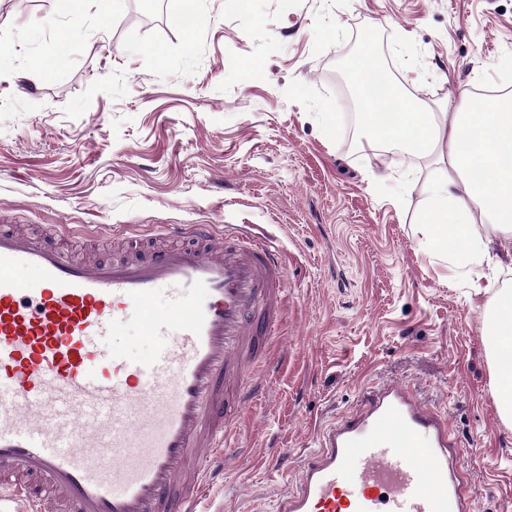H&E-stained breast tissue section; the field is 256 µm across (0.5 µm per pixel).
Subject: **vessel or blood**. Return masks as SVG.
Here are the masks:
<instances>
[{
  "label": "vessel or blood",
  "mask_w": 512,
  "mask_h": 512,
  "mask_svg": "<svg viewBox=\"0 0 512 512\" xmlns=\"http://www.w3.org/2000/svg\"><path fill=\"white\" fill-rule=\"evenodd\" d=\"M155 239L79 261L0 227V512H197L261 396L286 264L244 225ZM134 311L155 343L145 363L110 343ZM468 454L446 418L383 384L320 430L273 512H475Z\"/></svg>",
  "instance_id": "b4317fda"
}]
</instances>
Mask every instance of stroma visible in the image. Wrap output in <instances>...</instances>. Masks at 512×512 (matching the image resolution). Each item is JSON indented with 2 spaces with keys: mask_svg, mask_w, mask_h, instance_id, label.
I'll return each mask as SVG.
<instances>
[{
  "mask_svg": "<svg viewBox=\"0 0 512 512\" xmlns=\"http://www.w3.org/2000/svg\"><path fill=\"white\" fill-rule=\"evenodd\" d=\"M122 0L72 21L58 0H0V210L59 246L149 224H250L288 264L268 391L233 424L201 512H272L291 466L367 391L399 383L448 420L476 512H512V424L495 398L484 297L422 244L431 159L383 147L374 183L347 141L371 49L427 102L512 87V0ZM72 38H65L66 30ZM51 78L25 72L42 61Z\"/></svg>",
  "mask_w": 512,
  "mask_h": 512,
  "instance_id": "stroma-1",
  "label": "stroma"
}]
</instances>
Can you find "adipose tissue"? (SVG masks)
<instances>
[{"label": "adipose tissue", "mask_w": 512, "mask_h": 512, "mask_svg": "<svg viewBox=\"0 0 512 512\" xmlns=\"http://www.w3.org/2000/svg\"><path fill=\"white\" fill-rule=\"evenodd\" d=\"M374 74V73H373ZM384 102L365 99L363 115L370 150L399 143L419 158H437L443 172L428 188L421 217L424 245L455 268L482 264L492 250L512 253V98L463 100V109L433 111L423 99L389 90ZM487 170L484 183H469L467 197L457 193V179L475 168ZM485 296L483 333L491 350L495 392L503 419H512V290L493 289L473 280Z\"/></svg>", "instance_id": "obj_1"}]
</instances>
